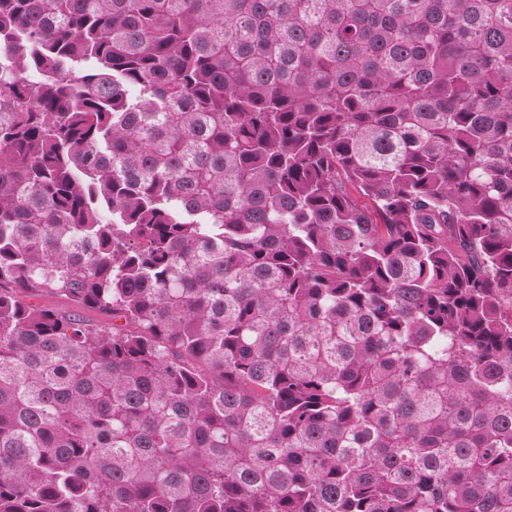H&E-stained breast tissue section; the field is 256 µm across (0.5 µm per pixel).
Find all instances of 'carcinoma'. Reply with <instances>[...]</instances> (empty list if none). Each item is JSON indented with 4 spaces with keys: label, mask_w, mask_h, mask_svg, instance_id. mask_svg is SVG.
I'll return each instance as SVG.
<instances>
[{
    "label": "carcinoma",
    "mask_w": 512,
    "mask_h": 512,
    "mask_svg": "<svg viewBox=\"0 0 512 512\" xmlns=\"http://www.w3.org/2000/svg\"><path fill=\"white\" fill-rule=\"evenodd\" d=\"M0 512H512V0H0ZM22 300L34 308H53L63 315H78L94 327L112 328V318L98 310L75 307L70 301L49 292H29L20 294Z\"/></svg>",
    "instance_id": "carcinoma-1"
}]
</instances>
